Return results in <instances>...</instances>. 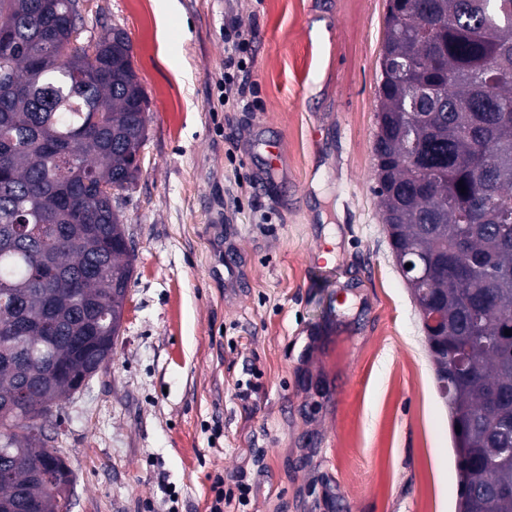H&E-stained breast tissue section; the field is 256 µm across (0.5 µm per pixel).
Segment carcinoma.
<instances>
[{"label": "carcinoma", "instance_id": "carcinoma-1", "mask_svg": "<svg viewBox=\"0 0 512 512\" xmlns=\"http://www.w3.org/2000/svg\"><path fill=\"white\" fill-rule=\"evenodd\" d=\"M81 0H0V512H61L28 462L50 451L45 403L78 392L109 363L133 254L121 192L139 172L147 96L125 33L104 28L95 58L77 53ZM48 28L53 43L41 45ZM374 168L392 256L418 308L448 315L425 337L446 389L460 496L470 512H512V0H387L379 56ZM466 193H460L461 188ZM54 224H68L60 243ZM413 269L405 270L406 263ZM97 271L71 296V279ZM467 336L470 368L448 376ZM497 390L510 400L492 407Z\"/></svg>", "mask_w": 512, "mask_h": 512}]
</instances>
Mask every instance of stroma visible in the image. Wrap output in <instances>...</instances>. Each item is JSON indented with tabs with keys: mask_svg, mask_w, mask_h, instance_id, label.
<instances>
[{
	"mask_svg": "<svg viewBox=\"0 0 512 512\" xmlns=\"http://www.w3.org/2000/svg\"><path fill=\"white\" fill-rule=\"evenodd\" d=\"M82 0L148 97L122 204L134 254L112 359L45 431L70 512H456L417 307L374 192L386 0ZM254 32L246 108L218 101ZM280 148L269 167L266 142ZM254 39L252 32L245 33L239 29L234 30V37L228 36L224 48V82L220 83V101L228 103L232 101L243 102L245 98V86L239 81V74L247 72L252 67L253 58L249 55L250 42Z\"/></svg>",
	"mask_w": 512,
	"mask_h": 512,
	"instance_id": "obj_1",
	"label": "stroma"
}]
</instances>
